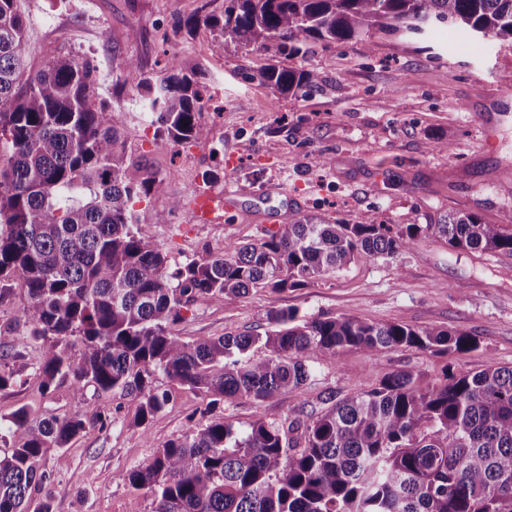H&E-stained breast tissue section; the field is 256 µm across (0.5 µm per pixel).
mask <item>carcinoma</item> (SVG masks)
<instances>
[{"mask_svg": "<svg viewBox=\"0 0 512 512\" xmlns=\"http://www.w3.org/2000/svg\"><path fill=\"white\" fill-rule=\"evenodd\" d=\"M440 24L512 41V0H224L221 14L202 11L179 27L210 29L219 53L233 45L269 54L260 84L298 98L322 82L318 71L289 64L309 44ZM27 27L18 0H0V295L25 292L21 318L27 336L43 342L46 387L133 395L141 427L169 401L161 375L202 392L210 414L286 394L312 378L316 361L344 349L450 355L478 345L463 330L301 319L292 309L269 314L261 332L183 340L175 325L199 297L307 287L358 259L409 250L425 230L457 252L512 255V227L462 212L424 227L286 212L256 242L170 273L152 225L139 223L134 209L157 173L128 152L115 113L93 105L89 62L27 68ZM171 69L155 84L131 58L125 82L168 139L200 142L208 130L199 68L175 57ZM108 422L89 405L39 421L17 410L0 429V512H51L45 502L31 508L33 490L47 480L46 450ZM121 480L149 488L154 512H512V367L451 370L431 387L409 370L393 371L327 411L295 406L246 431L224 417L201 421Z\"/></svg>", "mask_w": 512, "mask_h": 512, "instance_id": "cac0c4a2", "label": "carcinoma"}]
</instances>
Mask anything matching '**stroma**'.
<instances>
[{
    "mask_svg": "<svg viewBox=\"0 0 512 512\" xmlns=\"http://www.w3.org/2000/svg\"><path fill=\"white\" fill-rule=\"evenodd\" d=\"M222 11L224 0H19L29 18L28 63L41 68L60 57L90 60L97 69L93 103L118 108L129 150L160 178L140 220L169 211L156 231L170 266L224 253L277 228L284 211L320 213L349 224L377 219L423 224L414 246L394 257L358 260L304 288L251 291L233 301L198 298L176 330L195 341L267 325L271 311L292 308L305 318L353 316L371 322L462 329L477 348L440 355L415 348L373 354L346 349L318 361L313 378L262 404L239 401L215 414L239 429L282 419L290 408L318 405L330 389L339 397L376 387L381 377L409 370L423 383L443 379L446 366L478 372L512 367V255L461 254L430 232L440 214L473 212L512 225V96L499 79L512 70V44L481 40L452 51L448 29L418 39L379 34L370 41L313 45L300 66L321 73V90L285 97L253 81L266 56L226 48L215 53L204 27L186 33L178 20L202 5ZM196 64L206 86L201 121L206 140L174 144L157 134L139 95L125 81L124 62L138 59L146 76H169L172 53ZM321 157L323 166L311 164ZM234 168H227L228 158ZM213 173L204 181V173ZM209 185L220 206L211 223L197 224L187 201ZM233 208H222L226 195ZM178 210H170L173 199ZM21 289L0 296V368L13 381L0 388V423L18 409L30 419L64 415L91 405L111 424L89 425L67 447L49 449L48 479L33 498L52 512H153L154 495L124 484L127 469L148 464L183 435L207 404L200 392L168 380L164 409L136 426L137 399L85 386H45L38 371L41 341L25 339L17 318Z\"/></svg>",
    "mask_w": 512,
    "mask_h": 512,
    "instance_id": "1",
    "label": "stroma"
}]
</instances>
